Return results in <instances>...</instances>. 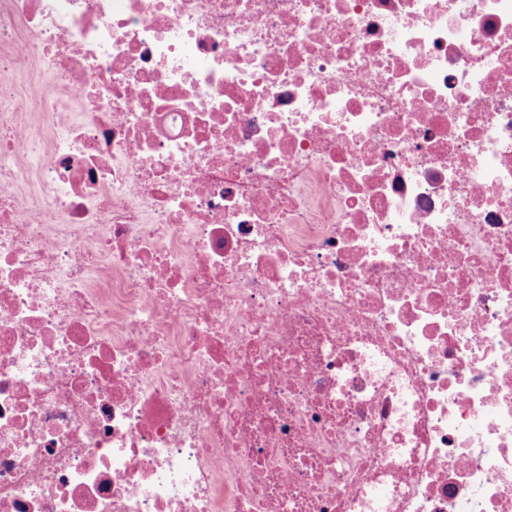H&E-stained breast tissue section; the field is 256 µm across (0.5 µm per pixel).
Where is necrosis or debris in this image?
Returning <instances> with one entry per match:
<instances>
[{
  "label": "necrosis or debris",
  "instance_id": "1",
  "mask_svg": "<svg viewBox=\"0 0 512 512\" xmlns=\"http://www.w3.org/2000/svg\"><path fill=\"white\" fill-rule=\"evenodd\" d=\"M0 512H512V0H0Z\"/></svg>",
  "mask_w": 512,
  "mask_h": 512
}]
</instances>
